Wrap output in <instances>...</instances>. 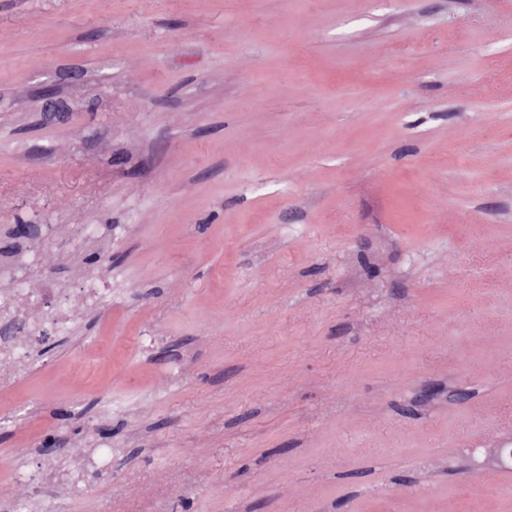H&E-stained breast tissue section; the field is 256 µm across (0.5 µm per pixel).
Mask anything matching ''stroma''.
Wrapping results in <instances>:
<instances>
[{
  "label": "stroma",
  "instance_id": "stroma-1",
  "mask_svg": "<svg viewBox=\"0 0 512 512\" xmlns=\"http://www.w3.org/2000/svg\"><path fill=\"white\" fill-rule=\"evenodd\" d=\"M18 248L112 308L0 379V512L99 441L53 512H512V0H0ZM112 276L109 273L107 281L100 278L95 281H88L81 288H75L81 299L91 306L112 307V294L109 283ZM112 461V448H93L84 458V465L75 469L67 457L43 461L40 471L30 477L36 497L49 503L51 487L63 488L85 483L94 475L104 471Z\"/></svg>",
  "mask_w": 512,
  "mask_h": 512
}]
</instances>
